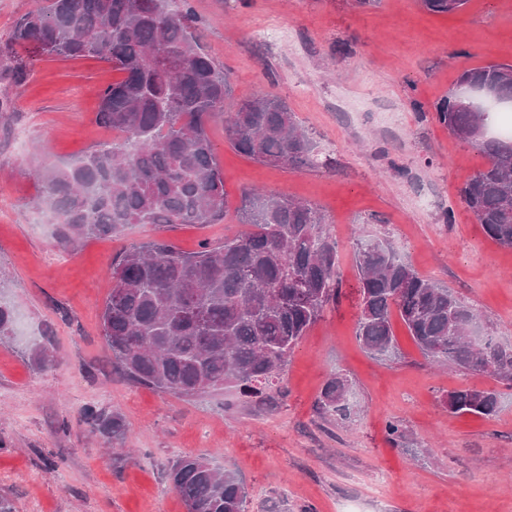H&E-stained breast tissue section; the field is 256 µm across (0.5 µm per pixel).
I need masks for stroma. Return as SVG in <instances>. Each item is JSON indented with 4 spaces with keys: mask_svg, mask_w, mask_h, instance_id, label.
<instances>
[{
    "mask_svg": "<svg viewBox=\"0 0 512 512\" xmlns=\"http://www.w3.org/2000/svg\"><path fill=\"white\" fill-rule=\"evenodd\" d=\"M191 3L198 39L228 71L233 100H285L318 163L256 162L230 147L215 120L221 223L130 224L63 251L43 177L112 140L95 115L117 74L94 57L31 47L0 56V304L14 315L0 340V493L15 512H186L168 465L202 454L243 477L247 512H512V389L486 374L435 369L399 322V358L368 354L355 336L352 249L357 234L390 240L512 347V248L487 237L458 196L486 160L431 116L463 71L512 64V0H467L448 14L422 0ZM251 188L319 208L339 249L344 296L294 350L286 401L253 409L229 387L186 400L131 383L100 335L112 258L155 239L187 252L222 243L240 231L239 197ZM38 348L56 357L53 368L37 367ZM334 373L351 382L346 421L316 408ZM464 386L496 389L498 414L449 413L448 393ZM86 405L121 414L130 454L115 460L80 422ZM390 420L409 434L401 446L386 440ZM47 458L55 471L44 469Z\"/></svg>",
    "mask_w": 512,
    "mask_h": 512,
    "instance_id": "obj_1",
    "label": "stroma"
}]
</instances>
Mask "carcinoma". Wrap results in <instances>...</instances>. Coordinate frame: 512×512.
Segmentation results:
<instances>
[{
  "label": "carcinoma",
  "instance_id": "1",
  "mask_svg": "<svg viewBox=\"0 0 512 512\" xmlns=\"http://www.w3.org/2000/svg\"><path fill=\"white\" fill-rule=\"evenodd\" d=\"M33 0L15 22L12 41L50 55L94 56L119 78L102 94L97 122L118 138L44 177L45 203L68 249L116 235L127 224H216L224 217V177L207 129L224 119V136L240 153L288 168L313 164V144L288 104L256 95L224 111L227 73L194 35L190 0ZM467 0H423L452 13ZM512 104V64L464 71L457 89L435 105L436 120L477 148L486 164L459 189L485 234L512 247V140L489 135L486 100ZM244 229L212 246L184 252L171 242L132 245L112 259V288L100 315L113 362L133 382L181 398L227 385L244 403L268 407L288 396L284 374L294 349L340 297L338 244L322 212L309 203L255 189L237 208ZM360 280L356 338L370 354H396L392 315L421 353L441 366L491 374L512 387V348L481 331L480 317L451 290L419 274L384 238H353ZM351 383L325 382L322 414L351 418ZM448 411L481 418L500 407L495 390L448 393ZM81 421L122 446L118 412L92 405ZM168 479L186 512H246L239 475L203 455L172 462Z\"/></svg>",
  "mask_w": 512,
  "mask_h": 512
}]
</instances>
